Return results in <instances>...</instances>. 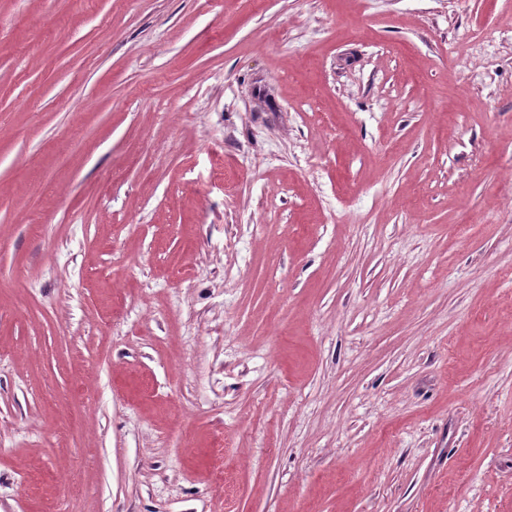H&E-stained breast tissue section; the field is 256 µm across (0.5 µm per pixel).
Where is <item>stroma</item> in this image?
Instances as JSON below:
<instances>
[{"label":"stroma","instance_id":"stroma-1","mask_svg":"<svg viewBox=\"0 0 512 512\" xmlns=\"http://www.w3.org/2000/svg\"><path fill=\"white\" fill-rule=\"evenodd\" d=\"M0 512H512V0H0Z\"/></svg>","mask_w":512,"mask_h":512}]
</instances>
